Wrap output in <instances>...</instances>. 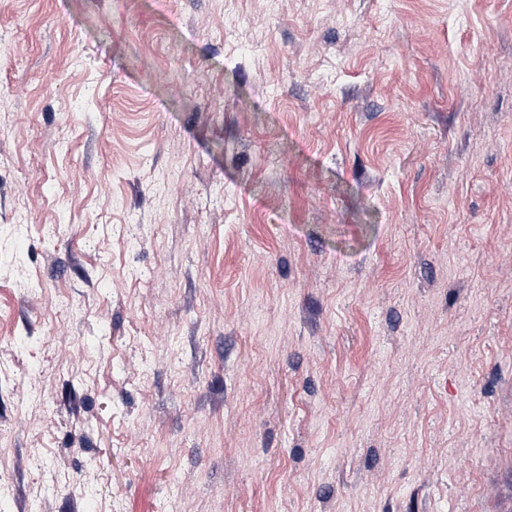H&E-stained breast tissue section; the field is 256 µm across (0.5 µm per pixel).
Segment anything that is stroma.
Wrapping results in <instances>:
<instances>
[{"mask_svg": "<svg viewBox=\"0 0 512 512\" xmlns=\"http://www.w3.org/2000/svg\"><path fill=\"white\" fill-rule=\"evenodd\" d=\"M0 490L512 512V0H0Z\"/></svg>", "mask_w": 512, "mask_h": 512, "instance_id": "stroma-1", "label": "stroma"}]
</instances>
